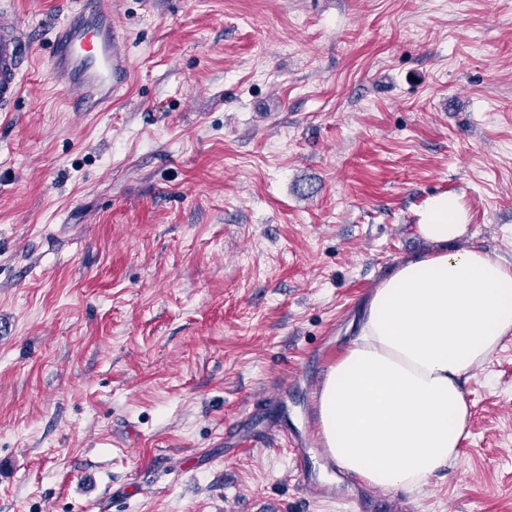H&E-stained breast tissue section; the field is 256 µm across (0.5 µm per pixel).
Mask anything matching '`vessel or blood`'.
<instances>
[{
  "mask_svg": "<svg viewBox=\"0 0 512 512\" xmlns=\"http://www.w3.org/2000/svg\"><path fill=\"white\" fill-rule=\"evenodd\" d=\"M112 0H80L76 13L55 28L47 68L75 112H101L121 97L131 78L124 29L112 20ZM33 64L28 36L12 11L0 6V112L20 98L22 79ZM305 495L313 500L327 488L306 467V451L294 449Z\"/></svg>",
  "mask_w": 512,
  "mask_h": 512,
  "instance_id": "obj_1",
  "label": "vessel or blood"
}]
</instances>
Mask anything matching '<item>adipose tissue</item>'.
Returning a JSON list of instances; mask_svg holds the SVG:
<instances>
[{
    "mask_svg": "<svg viewBox=\"0 0 512 512\" xmlns=\"http://www.w3.org/2000/svg\"><path fill=\"white\" fill-rule=\"evenodd\" d=\"M417 231L439 252L398 264L374 288L313 412L340 471L412 492L457 462L470 414L463 384L512 335V265L444 249L468 231L458 199H430Z\"/></svg>",
    "mask_w": 512,
    "mask_h": 512,
    "instance_id": "obj_1",
    "label": "adipose tissue"
}]
</instances>
